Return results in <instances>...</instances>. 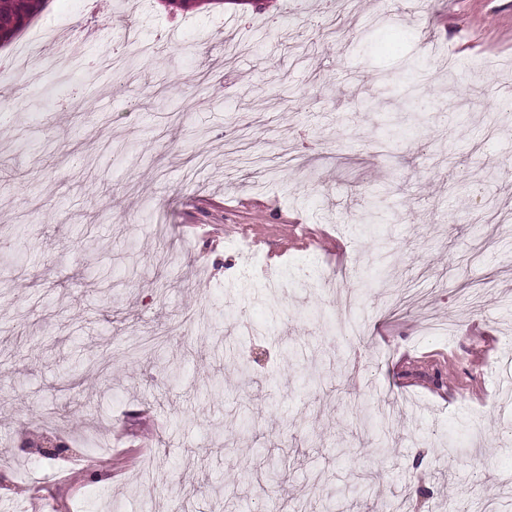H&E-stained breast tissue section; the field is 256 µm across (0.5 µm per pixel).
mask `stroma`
<instances>
[{"instance_id": "35a3bbf8", "label": "stroma", "mask_w": 512, "mask_h": 512, "mask_svg": "<svg viewBox=\"0 0 512 512\" xmlns=\"http://www.w3.org/2000/svg\"><path fill=\"white\" fill-rule=\"evenodd\" d=\"M72 17L0 81V512H512V0Z\"/></svg>"}]
</instances>
